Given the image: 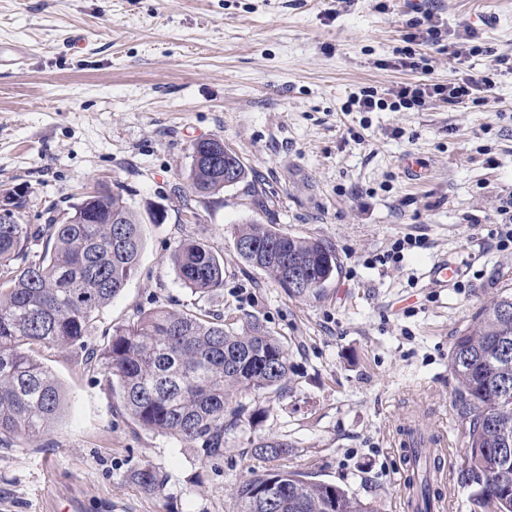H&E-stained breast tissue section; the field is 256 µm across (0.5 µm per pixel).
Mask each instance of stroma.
Masks as SVG:
<instances>
[{"mask_svg": "<svg viewBox=\"0 0 512 512\" xmlns=\"http://www.w3.org/2000/svg\"><path fill=\"white\" fill-rule=\"evenodd\" d=\"M0 0V43L27 59L0 67V198L20 193L23 224L45 223L85 193H120L141 219L138 273L99 313L102 344L137 311L164 305L228 323L259 319L288 347L286 393L241 395L257 425L226 432L202 459L179 438L145 429L118 406L80 351L43 350L64 400L38 445L0 449V512H233L257 437L287 441L288 468L395 512L402 462L392 427L417 417L446 432L450 469L465 466L448 354L457 333L512 284V226L496 221L512 195V74L488 106L362 112V88L444 83L393 66L411 0ZM447 30L473 24L512 55V0H419ZM223 140L246 181L182 204L194 141ZM427 166L419 182L406 160ZM275 225L335 248L338 274L317 301L288 297L235 245L237 225ZM211 245L224 286L201 295L171 261L187 239ZM458 263L448 287L428 273ZM151 466L163 491L133 472Z\"/></svg>", "mask_w": 512, "mask_h": 512, "instance_id": "35a3bbf8", "label": "stroma"}]
</instances>
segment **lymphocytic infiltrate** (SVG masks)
I'll return each instance as SVG.
<instances>
[{
  "label": "lymphocytic infiltrate",
  "instance_id": "lymphocytic-infiltrate-1",
  "mask_svg": "<svg viewBox=\"0 0 512 512\" xmlns=\"http://www.w3.org/2000/svg\"><path fill=\"white\" fill-rule=\"evenodd\" d=\"M441 25V16L431 10H420L403 19L402 26L406 35L403 45L393 50L395 66L425 71L430 66L429 55L433 52L447 54L449 59L458 62L465 61L471 55L485 54L491 58L487 71L475 75L466 70H458L445 83H400L388 88L382 95L374 90H364L355 99L360 111L416 110L423 107L430 98L439 100L452 110L489 104L495 95L497 76L505 72L512 73V56L497 55L492 48L480 46L479 31L469 26L456 34L454 42L441 43Z\"/></svg>",
  "mask_w": 512,
  "mask_h": 512
}]
</instances>
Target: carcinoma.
Listing matches in <instances>:
<instances>
[{
	"label": "carcinoma",
	"mask_w": 512,
	"mask_h": 512,
	"mask_svg": "<svg viewBox=\"0 0 512 512\" xmlns=\"http://www.w3.org/2000/svg\"><path fill=\"white\" fill-rule=\"evenodd\" d=\"M210 143L192 145L189 194L223 188L224 161L248 173L239 156L206 157ZM236 239L257 250H281L288 270L304 288L288 296L320 299L338 261L316 238L284 234L273 224H239ZM143 235L138 215L118 193H88L47 223L0 224V448L46 435L62 404V389L36 358L42 347H67L100 365L108 387L138 425L187 444L206 458L224 454V433L254 422L243 392L281 393L288 385V349L259 320L234 328L220 317L154 307L112 328L106 344L92 345L95 314L108 306L139 269ZM182 283L196 293L224 287V263L201 239L182 243L173 255ZM455 378L454 406L461 421L466 465L460 482L474 502L493 512H512V289L480 308L449 352ZM288 442L260 438L254 454L280 461ZM135 480L153 492L166 478L145 466ZM236 512H376V506L335 484L315 482L284 465L256 471L235 488Z\"/></svg>",
	"instance_id": "obj_1"
}]
</instances>
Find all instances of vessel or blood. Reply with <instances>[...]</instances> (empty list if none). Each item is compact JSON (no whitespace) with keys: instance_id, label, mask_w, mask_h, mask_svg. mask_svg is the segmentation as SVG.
<instances>
[{"instance_id":"vessel-or-blood-1","label":"vessel or blood","mask_w":512,"mask_h":512,"mask_svg":"<svg viewBox=\"0 0 512 512\" xmlns=\"http://www.w3.org/2000/svg\"><path fill=\"white\" fill-rule=\"evenodd\" d=\"M398 451L404 461V470L398 482L396 508L398 512H416L410 496V485L419 467L418 450H426L434 459L441 461L449 458L451 443L446 435H422L414 430L410 423H403L398 429L396 440Z\"/></svg>"}]
</instances>
